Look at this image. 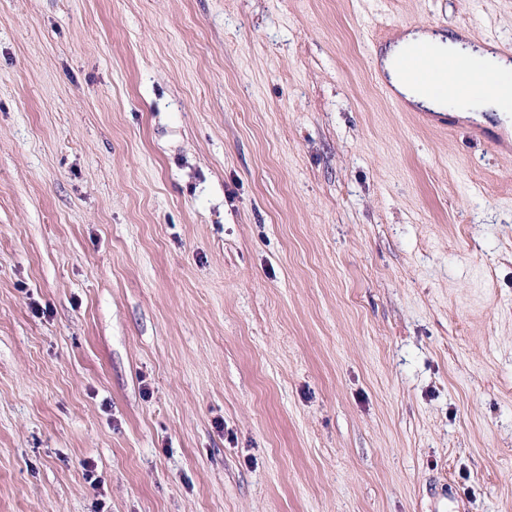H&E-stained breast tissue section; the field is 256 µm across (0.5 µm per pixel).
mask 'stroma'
<instances>
[{"instance_id": "stroma-1", "label": "stroma", "mask_w": 512, "mask_h": 512, "mask_svg": "<svg viewBox=\"0 0 512 512\" xmlns=\"http://www.w3.org/2000/svg\"><path fill=\"white\" fill-rule=\"evenodd\" d=\"M418 29L512 0H0V512H512V136ZM462 43L456 37L446 36L444 33L414 30L408 32L395 45H392L383 60L384 68L389 73L395 89L410 101L415 107L439 111L438 105L442 103L441 95L431 89L418 88L406 85L399 77L394 67V58L400 53H411L422 46L432 50V61L437 66L447 64L448 57L455 55ZM481 58L487 61L489 68L497 74L477 65L466 56L454 58L448 63L447 68H434L429 61L426 49L417 50L410 57L400 60L398 66L404 80L440 87L448 90L449 93H460L466 88L465 82H459L460 80L482 85L485 89L478 85H469L468 95L457 97L459 100H456V104L448 100V107L453 108L456 105V112L463 116H472L470 112L496 114L499 119L507 123L506 118L508 112H512V107L508 108L504 101L492 92L499 91L501 88L499 75L504 80L512 82V61L509 62L490 53L482 55Z\"/></svg>"}]
</instances>
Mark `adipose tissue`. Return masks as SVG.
I'll return each instance as SVG.
<instances>
[{"label":"adipose tissue","mask_w":512,"mask_h":512,"mask_svg":"<svg viewBox=\"0 0 512 512\" xmlns=\"http://www.w3.org/2000/svg\"><path fill=\"white\" fill-rule=\"evenodd\" d=\"M426 46L432 51V61L435 65H445L450 56L455 55L461 47L458 38L445 35L444 33H432L423 30L408 32L395 45H392L386 52L383 64L388 72L395 89L410 101L414 106L426 109L437 110L441 96L438 92L406 85L399 77L394 67V59L398 54L410 53L419 47Z\"/></svg>","instance_id":"1"}]
</instances>
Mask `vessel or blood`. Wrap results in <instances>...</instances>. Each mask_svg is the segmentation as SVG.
<instances>
[{"mask_svg":"<svg viewBox=\"0 0 512 512\" xmlns=\"http://www.w3.org/2000/svg\"><path fill=\"white\" fill-rule=\"evenodd\" d=\"M398 66L404 80L440 87L451 93L462 92L469 82L482 85L491 92L501 88L498 74L477 65L466 56L456 57L446 68L440 69L432 66L427 50L420 49L400 60Z\"/></svg>","mask_w":512,"mask_h":512,"instance_id":"1","label":"vessel or blood"}]
</instances>
